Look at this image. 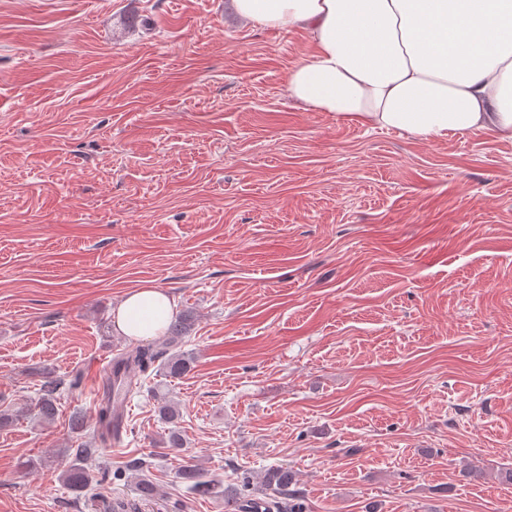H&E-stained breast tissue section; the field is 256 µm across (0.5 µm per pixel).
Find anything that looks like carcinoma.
<instances>
[{
	"mask_svg": "<svg viewBox=\"0 0 512 512\" xmlns=\"http://www.w3.org/2000/svg\"><path fill=\"white\" fill-rule=\"evenodd\" d=\"M193 314L183 311L156 344L137 345L120 353L112 364L108 377L103 382V394L98 403L96 418L101 429V435L112 436V421L116 408L128 394L141 386V377L156 366L163 373L176 376L190 370V360L178 353H169L190 330ZM75 386V382L65 381L51 374L41 387V392L34 409L40 417L48 420L57 413L60 389ZM98 452L96 448H67L65 455L71 457L70 463L63 469L60 479L65 487L73 492L83 491L88 483L89 476L85 469L86 458ZM180 477L189 483V489L199 495H212L217 493V485L203 479L199 470L192 464H185L179 470ZM265 491L263 497L248 494H224V512H271L275 501L264 499L266 495H276L288 498V508L298 505L299 491L293 472L283 466L268 470L263 480Z\"/></svg>",
	"mask_w": 512,
	"mask_h": 512,
	"instance_id": "cac0c4a2",
	"label": "carcinoma"
}]
</instances>
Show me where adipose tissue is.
Returning a JSON list of instances; mask_svg holds the SVG:
<instances>
[{"instance_id": "ef3b65f1", "label": "adipose tissue", "mask_w": 512, "mask_h": 512, "mask_svg": "<svg viewBox=\"0 0 512 512\" xmlns=\"http://www.w3.org/2000/svg\"><path fill=\"white\" fill-rule=\"evenodd\" d=\"M242 20L302 30L313 46L288 97L416 142L484 132L512 141V0H230ZM174 312L154 286L130 291L118 332L158 336Z\"/></svg>"}]
</instances>
